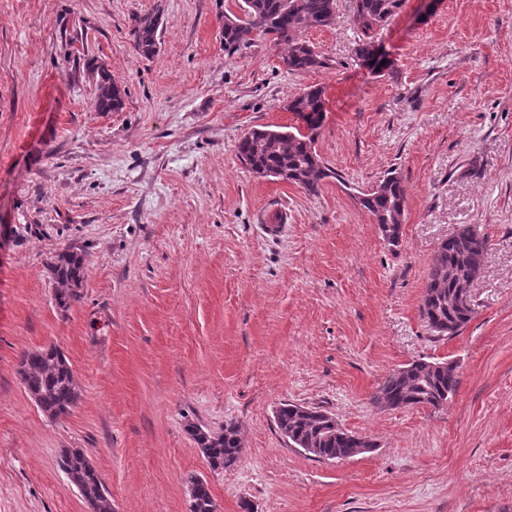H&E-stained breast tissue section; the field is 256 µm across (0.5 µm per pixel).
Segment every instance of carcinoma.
Masks as SVG:
<instances>
[{"mask_svg":"<svg viewBox=\"0 0 512 512\" xmlns=\"http://www.w3.org/2000/svg\"><path fill=\"white\" fill-rule=\"evenodd\" d=\"M353 20L368 36L369 23L387 24L398 15L405 0H352ZM336 21V0H242L241 15L224 16V50L236 53L251 40V34L272 36L285 46L281 56L283 66L292 72L314 70L324 66L321 55L301 33L310 28L328 27ZM135 45L144 57L157 51L158 22L154 17L139 19L135 28ZM96 109L118 112L123 108L122 93L111 75L95 67ZM288 111L306 124L307 132L297 128L274 134L269 129H256L244 135L237 152L250 169L260 177L275 178L302 188L307 194L319 192L329 169L315 149L314 131L324 112L323 92L310 88L288 103ZM380 188L360 198V204L381 224H395L390 245L400 239L401 217L405 212L406 187L402 179L390 174L379 182ZM487 242L469 224L460 226L453 235L442 240L428 271L421 299L420 315L432 332L448 335L459 332L472 318L473 309L458 302L457 291L479 275L484 264ZM55 283L56 300L68 306L78 297L83 286V259L69 249L57 253L50 263ZM17 372L36 406L52 419L70 413L80 394L71 366L57 347L49 345L39 350L21 353ZM459 384L458 376L440 369L431 361H414L388 374L378 387L374 402L387 408L402 403L438 408L448 402ZM326 411L294 403H282L276 409L277 429L300 448L312 449L321 459H339L360 447L358 436L342 430H332ZM191 436L214 470H230L240 460L243 448L239 426L224 425L218 433L200 427ZM62 469L78 489L90 512H113L112 496L82 450H70L62 456ZM189 512H216V504L208 484L191 481Z\"/></svg>","mask_w":512,"mask_h":512,"instance_id":"obj_1","label":"carcinoma"}]
</instances>
